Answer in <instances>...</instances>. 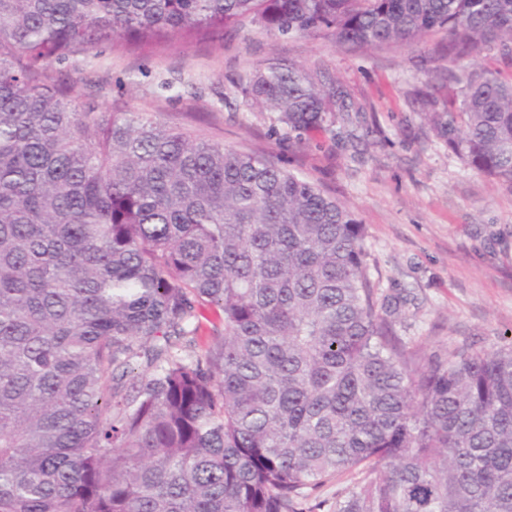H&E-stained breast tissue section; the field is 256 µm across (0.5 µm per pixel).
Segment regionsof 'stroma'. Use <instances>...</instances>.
I'll return each mask as SVG.
<instances>
[{"instance_id":"1","label":"stroma","mask_w":512,"mask_h":512,"mask_svg":"<svg viewBox=\"0 0 512 512\" xmlns=\"http://www.w3.org/2000/svg\"><path fill=\"white\" fill-rule=\"evenodd\" d=\"M444 45L438 33L416 49L349 51L323 36L245 30L219 48L102 44L55 69L74 79L79 100L262 154L345 203L364 226L378 297L401 300L398 336L429 356L512 342V192L449 153L425 118L444 109ZM273 58L340 81L360 119L336 139L288 133L241 91Z\"/></svg>"}]
</instances>
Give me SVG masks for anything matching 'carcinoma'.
Segmentation results:
<instances>
[{
  "label": "carcinoma",
  "instance_id": "obj_1",
  "mask_svg": "<svg viewBox=\"0 0 512 512\" xmlns=\"http://www.w3.org/2000/svg\"><path fill=\"white\" fill-rule=\"evenodd\" d=\"M248 26L512 57V0H0V512H512V343L419 360L345 204L51 74ZM245 92L350 119L296 64ZM427 119L512 193V75L448 71Z\"/></svg>",
  "mask_w": 512,
  "mask_h": 512
}]
</instances>
